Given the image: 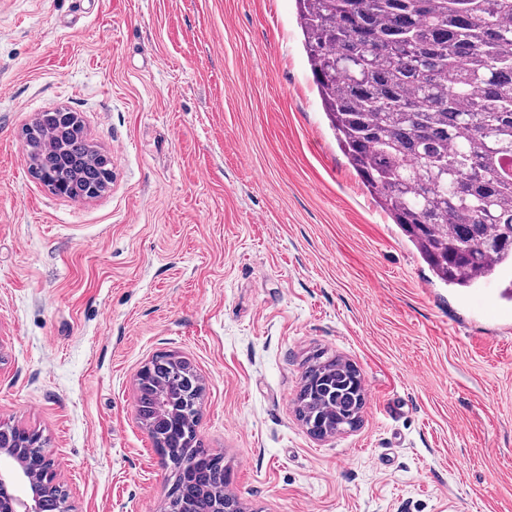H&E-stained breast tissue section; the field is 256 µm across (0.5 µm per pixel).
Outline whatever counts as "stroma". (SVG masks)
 I'll return each mask as SVG.
<instances>
[{
  "mask_svg": "<svg viewBox=\"0 0 512 512\" xmlns=\"http://www.w3.org/2000/svg\"><path fill=\"white\" fill-rule=\"evenodd\" d=\"M56 109L110 161L95 197L29 172ZM160 352L245 512H512V300L439 282L365 193L295 0H0V422L48 438L72 512H164L136 415ZM320 354L365 380L321 440Z\"/></svg>",
  "mask_w": 512,
  "mask_h": 512,
  "instance_id": "35a3bbf8",
  "label": "stroma"
}]
</instances>
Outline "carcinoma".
<instances>
[{"mask_svg": "<svg viewBox=\"0 0 512 512\" xmlns=\"http://www.w3.org/2000/svg\"><path fill=\"white\" fill-rule=\"evenodd\" d=\"M313 82L336 139L376 205L433 274L458 288L512 291V0H296ZM25 139L51 182L75 194L110 182L108 160L67 127ZM160 354L137 383L139 419L178 394L181 427L164 453L175 487L164 512H215L228 471L195 431L199 378ZM359 373L336 357L307 367L299 411L331 434L358 415Z\"/></svg>", "mask_w": 512, "mask_h": 512, "instance_id": "1", "label": "carcinoma"}]
</instances>
